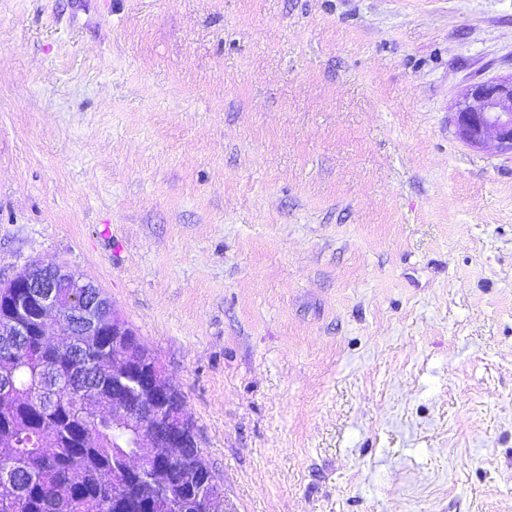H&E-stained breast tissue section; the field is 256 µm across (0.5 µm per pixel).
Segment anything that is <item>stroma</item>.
<instances>
[{"mask_svg": "<svg viewBox=\"0 0 512 512\" xmlns=\"http://www.w3.org/2000/svg\"><path fill=\"white\" fill-rule=\"evenodd\" d=\"M512 0H0V284L93 283L233 512H512ZM454 123L466 145L479 148L494 141L499 152L512 157V77L472 85Z\"/></svg>", "mask_w": 512, "mask_h": 512, "instance_id": "1", "label": "stroma"}]
</instances>
